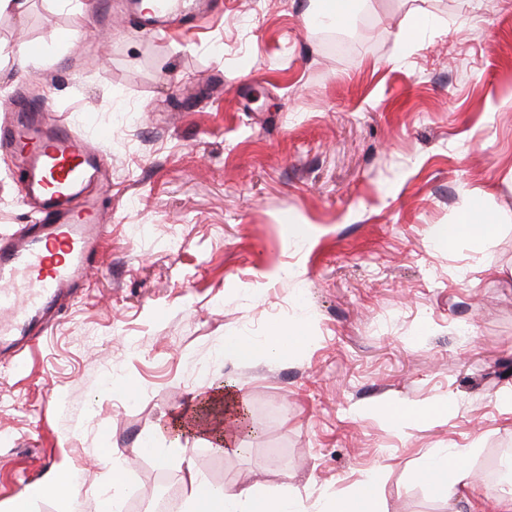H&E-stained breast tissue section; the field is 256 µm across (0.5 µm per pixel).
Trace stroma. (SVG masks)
<instances>
[{
    "mask_svg": "<svg viewBox=\"0 0 512 512\" xmlns=\"http://www.w3.org/2000/svg\"><path fill=\"white\" fill-rule=\"evenodd\" d=\"M309 0H214L152 37L128 0H30L0 16V102L22 93L107 158L110 214L86 281L42 341L0 358V512L59 470L97 512L126 466L137 512L176 466L131 451L208 390L237 381L259 425L245 453L188 437L204 476L254 472L304 506L389 466L376 512H490L512 454V0H369L352 54L328 50ZM422 18L417 39L396 33ZM35 42L40 70L22 62ZM19 162L0 155V243L35 232ZM478 198L496 231L445 247ZM306 326L279 360L215 356L226 336ZM209 364L198 374V364ZM446 405L399 427L377 403ZM468 445L469 502L409 478Z\"/></svg>",
    "mask_w": 512,
    "mask_h": 512,
    "instance_id": "stroma-1",
    "label": "stroma"
}]
</instances>
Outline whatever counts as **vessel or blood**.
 I'll return each mask as SVG.
<instances>
[{
    "mask_svg": "<svg viewBox=\"0 0 512 512\" xmlns=\"http://www.w3.org/2000/svg\"><path fill=\"white\" fill-rule=\"evenodd\" d=\"M190 8L189 0H153L139 22L159 37ZM43 110L18 99L0 111V149H22V199L42 216L35 234L0 246V352L41 339L57 303L87 277L110 221L87 192L106 172L103 155L64 122H46Z\"/></svg>",
    "mask_w": 512,
    "mask_h": 512,
    "instance_id": "b4317fda",
    "label": "vessel or blood"
}]
</instances>
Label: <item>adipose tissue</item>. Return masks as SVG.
<instances>
[{
	"mask_svg": "<svg viewBox=\"0 0 512 512\" xmlns=\"http://www.w3.org/2000/svg\"><path fill=\"white\" fill-rule=\"evenodd\" d=\"M306 341L301 328L274 329L261 342L254 343L239 336L225 337L217 356L221 359L250 362L259 358L277 359L286 356ZM247 399L239 383L216 385L210 391L194 396L188 408L159 424L145 445L151 448L159 465L172 463L184 467L189 480V491L184 512H300L287 489L264 491L253 474H245L238 481L220 486L208 482L199 472L194 457L182 444L186 434L211 437V427L204 415L205 409L225 407L229 419L224 427L225 451L239 452V419ZM468 448L453 446L444 452L430 455L419 471L420 479L429 482L436 496L451 499L458 488L468 486L469 472L464 465ZM381 472L371 469L347 496H330L321 512H374L379 494Z\"/></svg>",
	"mask_w": 512,
	"mask_h": 512,
	"instance_id": "adipose-tissue-1",
	"label": "adipose tissue"
}]
</instances>
